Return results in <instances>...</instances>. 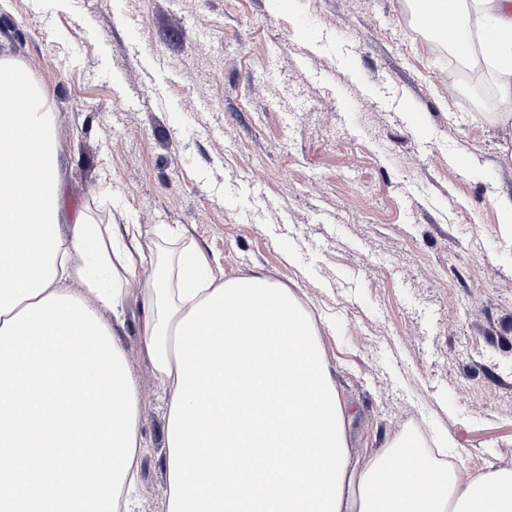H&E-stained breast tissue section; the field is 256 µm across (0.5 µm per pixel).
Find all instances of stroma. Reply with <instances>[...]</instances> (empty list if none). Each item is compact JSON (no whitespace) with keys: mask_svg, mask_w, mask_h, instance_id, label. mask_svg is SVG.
Segmentation results:
<instances>
[{"mask_svg":"<svg viewBox=\"0 0 512 512\" xmlns=\"http://www.w3.org/2000/svg\"><path fill=\"white\" fill-rule=\"evenodd\" d=\"M0 58L45 95L70 213L145 271L188 247L216 284L260 276L310 312L352 457L407 433L458 486L512 470V232L495 205L512 163L407 0H0ZM141 310L130 290L114 329L142 393L130 509L167 512L168 398Z\"/></svg>","mask_w":512,"mask_h":512,"instance_id":"obj_1","label":"stroma"}]
</instances>
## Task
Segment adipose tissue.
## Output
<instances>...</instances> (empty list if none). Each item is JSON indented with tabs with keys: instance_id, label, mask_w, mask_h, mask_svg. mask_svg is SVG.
Returning <instances> with one entry per match:
<instances>
[{
	"instance_id": "adipose-tissue-1",
	"label": "adipose tissue",
	"mask_w": 512,
	"mask_h": 512,
	"mask_svg": "<svg viewBox=\"0 0 512 512\" xmlns=\"http://www.w3.org/2000/svg\"><path fill=\"white\" fill-rule=\"evenodd\" d=\"M464 61L512 114V0H437ZM0 60V512H119L135 485L140 387L114 339L145 257L107 225L59 232L64 183L40 91ZM30 111L11 113L18 99ZM141 336L169 395L168 512H512V471L465 491L397 438L351 462L307 310L259 276L215 284L180 253L142 288Z\"/></svg>"
}]
</instances>
